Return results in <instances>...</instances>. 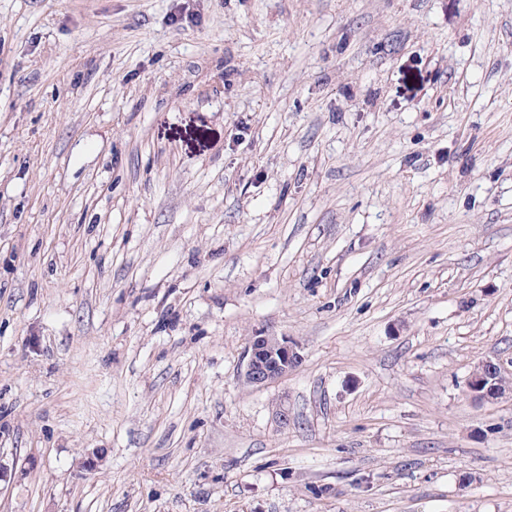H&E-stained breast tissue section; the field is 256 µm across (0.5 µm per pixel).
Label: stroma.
Instances as JSON below:
<instances>
[{"label": "stroma", "mask_w": 512, "mask_h": 512, "mask_svg": "<svg viewBox=\"0 0 512 512\" xmlns=\"http://www.w3.org/2000/svg\"><path fill=\"white\" fill-rule=\"evenodd\" d=\"M486 361L512 0H0V512H512ZM246 357L243 379L246 384L256 388L268 386L287 376L303 359L297 344L267 332L250 336ZM489 365L490 367L488 368ZM492 366V362L482 363V365L478 367L469 379L467 383V391L474 399L492 402L501 398L507 392L511 393V391L506 392L505 387H498L492 383L487 384L488 378L486 376V371L487 368L488 370L492 369Z\"/></svg>", "instance_id": "stroma-1"}]
</instances>
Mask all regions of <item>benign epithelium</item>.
Returning <instances> with one entry per match:
<instances>
[{
    "label": "benign epithelium",
    "mask_w": 512,
    "mask_h": 512,
    "mask_svg": "<svg viewBox=\"0 0 512 512\" xmlns=\"http://www.w3.org/2000/svg\"><path fill=\"white\" fill-rule=\"evenodd\" d=\"M244 382L252 387H265L294 371L303 356L297 344L267 332L249 338ZM489 363L478 367L467 383L468 393L477 400L492 402L506 394V389L487 383Z\"/></svg>",
    "instance_id": "benign-epithelium-1"
}]
</instances>
